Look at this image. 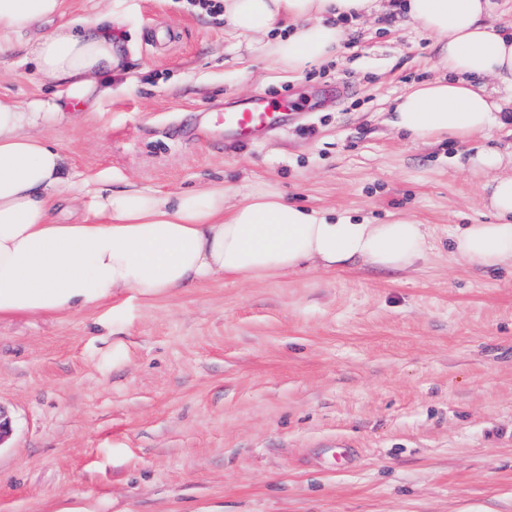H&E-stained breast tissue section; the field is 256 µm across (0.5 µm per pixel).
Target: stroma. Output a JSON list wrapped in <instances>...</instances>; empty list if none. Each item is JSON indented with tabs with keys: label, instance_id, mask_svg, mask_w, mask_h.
Segmentation results:
<instances>
[{
	"label": "stroma",
	"instance_id": "35a3bbf8",
	"mask_svg": "<svg viewBox=\"0 0 512 512\" xmlns=\"http://www.w3.org/2000/svg\"><path fill=\"white\" fill-rule=\"evenodd\" d=\"M113 18L129 82L44 137L84 214L113 188L224 185L431 230L409 271L213 279L144 304L0 316V512H512V271L448 254L480 224L481 138L411 141L392 101L433 80L427 34L393 12L344 22L332 60L292 73L259 36L187 0H64ZM58 81L22 48L0 55V99ZM300 101L259 144L195 141L210 112L256 94Z\"/></svg>",
	"mask_w": 512,
	"mask_h": 512
}]
</instances>
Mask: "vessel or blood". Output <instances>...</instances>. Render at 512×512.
Instances as JSON below:
<instances>
[{
	"label": "vessel or blood",
	"instance_id": "b4317fda",
	"mask_svg": "<svg viewBox=\"0 0 512 512\" xmlns=\"http://www.w3.org/2000/svg\"><path fill=\"white\" fill-rule=\"evenodd\" d=\"M294 104L288 99H275L263 94L255 95L246 104L216 112L210 119L206 134L258 143L271 131L285 125ZM201 131H194V138H201Z\"/></svg>",
	"mask_w": 512,
	"mask_h": 512
}]
</instances>
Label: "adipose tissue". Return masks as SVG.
<instances>
[{
  "instance_id": "adipose-tissue-1",
  "label": "adipose tissue",
  "mask_w": 512,
  "mask_h": 512,
  "mask_svg": "<svg viewBox=\"0 0 512 512\" xmlns=\"http://www.w3.org/2000/svg\"><path fill=\"white\" fill-rule=\"evenodd\" d=\"M240 34L267 37L272 64L288 71L326 60L341 23L377 13L379 0H221ZM397 11L437 39L439 77L410 88L391 124L424 143L467 142L512 122V31L494 27L490 0H397ZM63 0H0V54L26 42L37 70L60 81L59 95L0 99V316L61 314L124 290L149 301L217 277H266L302 266L326 270L360 260L412 268L427 252L424 224L406 216L377 223L309 209L269 191L226 206L213 185L181 192L134 187L97 191L80 219H58L71 189L62 153L38 136L69 122L70 108L111 96L121 73L111 34L63 21ZM496 79V88L484 78ZM489 173L486 224H459L449 250L486 270L512 269V153L493 147L468 156Z\"/></svg>"
}]
</instances>
